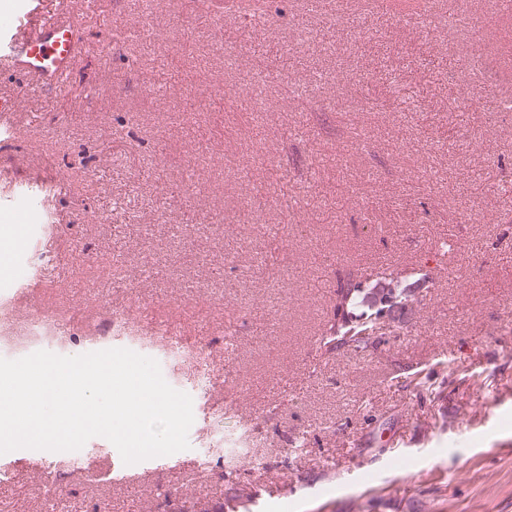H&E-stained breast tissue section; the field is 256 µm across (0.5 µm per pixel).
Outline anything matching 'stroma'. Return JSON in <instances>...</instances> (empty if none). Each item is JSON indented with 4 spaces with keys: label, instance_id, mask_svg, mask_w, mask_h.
Segmentation results:
<instances>
[{
    "label": "stroma",
    "instance_id": "35a3bbf8",
    "mask_svg": "<svg viewBox=\"0 0 512 512\" xmlns=\"http://www.w3.org/2000/svg\"><path fill=\"white\" fill-rule=\"evenodd\" d=\"M275 6L230 69L214 39L193 31L194 0L176 10L154 0L148 48L86 20L106 58L80 64L69 96L19 95L20 77L0 70L17 121L0 132V211L39 202L8 250L0 333L33 337L34 352H94L109 304L129 330L112 347L157 360L194 413L189 449L163 466L124 464L102 437L74 453L15 450L0 512H184L196 502L209 512H512V208L468 182H512V112L495 107L512 98V17L457 0L496 30L476 46L466 32L399 25L406 0L366 14L349 5L334 52L297 47L298 67L269 82L256 119L231 97L258 43L287 40L308 10L307 0ZM358 14L381 33L373 48L349 37ZM461 55L476 66L442 68ZM155 62L175 63L211 107L189 111L178 92H153ZM317 74L309 97L293 96L291 82ZM453 83L469 86L468 102L449 103ZM184 110L186 122L171 124ZM203 131L213 163L199 169ZM160 141L163 176L142 177L140 159ZM63 167L71 185L58 193L51 175ZM168 179L182 184L172 200ZM253 182L266 203L242 224ZM286 186L325 198L327 217L287 212ZM274 224L277 239L263 232ZM266 251L276 263L262 269ZM44 252L70 255V274L29 273ZM382 266L402 280L428 274L422 303L365 351L322 352L338 279ZM159 324L177 327L183 349L151 344ZM413 374L426 389L403 384ZM45 464L63 476L56 488Z\"/></svg>",
    "mask_w": 512,
    "mask_h": 512
}]
</instances>
